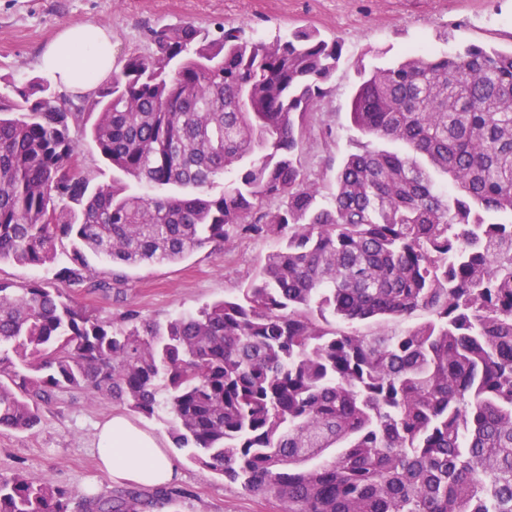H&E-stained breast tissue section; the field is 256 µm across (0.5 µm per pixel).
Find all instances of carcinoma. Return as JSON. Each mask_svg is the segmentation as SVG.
Masks as SVG:
<instances>
[{"instance_id":"obj_1","label":"carcinoma","mask_w":512,"mask_h":512,"mask_svg":"<svg viewBox=\"0 0 512 512\" xmlns=\"http://www.w3.org/2000/svg\"><path fill=\"white\" fill-rule=\"evenodd\" d=\"M150 40L87 114L45 82L0 95V262L79 289L90 256L175 263L237 232L281 244L241 297L164 326L0 281V429L30 430L57 392L84 388L166 411L176 447L282 512H512V220L492 219L512 215V49L424 47L363 73L351 121L365 139L325 195L302 149L339 41L192 23ZM80 133L137 186L94 182ZM269 198L283 207L261 209ZM71 500L47 477L0 475V512Z\"/></svg>"}]
</instances>
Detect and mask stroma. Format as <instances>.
Wrapping results in <instances>:
<instances>
[{"label":"stroma","mask_w":512,"mask_h":512,"mask_svg":"<svg viewBox=\"0 0 512 512\" xmlns=\"http://www.w3.org/2000/svg\"><path fill=\"white\" fill-rule=\"evenodd\" d=\"M185 22L218 33L237 27L249 41H273L298 28H314L340 39L342 59L333 90L309 120L303 169L330 186L357 133L350 106L359 67L389 65L416 46L448 52L468 44L512 48V0H0V93L39 78L35 60L42 47L67 25L111 30L118 59L149 55L151 29ZM277 245L271 236L241 235L229 244L207 246L177 263L112 267L91 259L94 278L119 276L114 292H73L74 302L98 319L119 321L134 309L160 323L197 310L247 287ZM110 399L86 391L57 393L26 432L0 431V474L22 469L48 476L72 494L79 512L91 495L120 496L128 487L97 465L96 427L119 412ZM174 459L178 487L188 495L177 506L156 501L143 512H279L271 496L245 493L174 446L167 415L139 417Z\"/></svg>","instance_id":"1"}]
</instances>
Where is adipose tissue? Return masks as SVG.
<instances>
[{"label": "adipose tissue", "mask_w": 512, "mask_h": 512, "mask_svg": "<svg viewBox=\"0 0 512 512\" xmlns=\"http://www.w3.org/2000/svg\"><path fill=\"white\" fill-rule=\"evenodd\" d=\"M39 70L74 96H90L116 69L112 34L103 28H62L38 58ZM100 467L118 482L157 487L173 483L179 473L159 438L121 414L97 428Z\"/></svg>", "instance_id": "adipose-tissue-1"}]
</instances>
